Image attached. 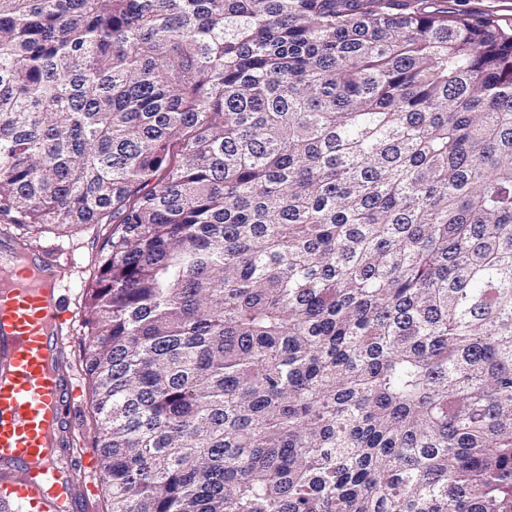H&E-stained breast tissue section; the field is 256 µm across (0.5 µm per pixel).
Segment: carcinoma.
Here are the masks:
<instances>
[{
    "label": "carcinoma",
    "mask_w": 512,
    "mask_h": 512,
    "mask_svg": "<svg viewBox=\"0 0 512 512\" xmlns=\"http://www.w3.org/2000/svg\"><path fill=\"white\" fill-rule=\"evenodd\" d=\"M0 217L80 292L106 512H512V29L442 0H0Z\"/></svg>",
    "instance_id": "obj_1"
}]
</instances>
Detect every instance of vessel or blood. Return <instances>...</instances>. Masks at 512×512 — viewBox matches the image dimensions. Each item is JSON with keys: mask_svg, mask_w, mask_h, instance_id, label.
Listing matches in <instances>:
<instances>
[{"mask_svg": "<svg viewBox=\"0 0 512 512\" xmlns=\"http://www.w3.org/2000/svg\"><path fill=\"white\" fill-rule=\"evenodd\" d=\"M55 253L0 240V512H87L71 479L67 408L76 383L62 370L75 317Z\"/></svg>", "mask_w": 512, "mask_h": 512, "instance_id": "vessel-or-blood-1", "label": "vessel or blood"}]
</instances>
